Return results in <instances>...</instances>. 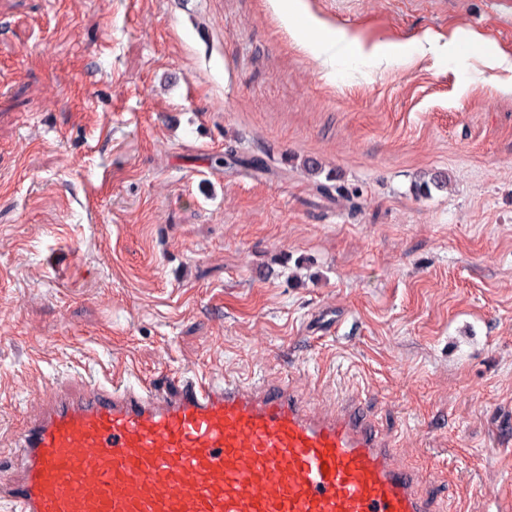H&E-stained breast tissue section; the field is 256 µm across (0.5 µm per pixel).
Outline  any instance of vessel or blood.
Masks as SVG:
<instances>
[{
  "instance_id": "obj_1",
  "label": "vessel or blood",
  "mask_w": 512,
  "mask_h": 512,
  "mask_svg": "<svg viewBox=\"0 0 512 512\" xmlns=\"http://www.w3.org/2000/svg\"><path fill=\"white\" fill-rule=\"evenodd\" d=\"M11 512H436L359 404L285 383L124 376L56 398L19 436Z\"/></svg>"
}]
</instances>
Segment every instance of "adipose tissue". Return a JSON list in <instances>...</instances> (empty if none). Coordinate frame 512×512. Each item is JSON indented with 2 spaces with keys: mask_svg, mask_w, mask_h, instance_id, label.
Instances as JSON below:
<instances>
[{
  "mask_svg": "<svg viewBox=\"0 0 512 512\" xmlns=\"http://www.w3.org/2000/svg\"><path fill=\"white\" fill-rule=\"evenodd\" d=\"M269 4L300 48L326 68L340 63L355 71L381 63L399 65L419 51L410 43L363 45L356 36L335 30L308 12L304 0H269Z\"/></svg>",
  "mask_w": 512,
  "mask_h": 512,
  "instance_id": "adipose-tissue-1",
  "label": "adipose tissue"
}]
</instances>
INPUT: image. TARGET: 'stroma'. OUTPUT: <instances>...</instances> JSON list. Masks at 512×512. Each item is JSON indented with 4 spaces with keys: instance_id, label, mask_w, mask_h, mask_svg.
Here are the masks:
<instances>
[{
    "instance_id": "35a3bbf8",
    "label": "stroma",
    "mask_w": 512,
    "mask_h": 512,
    "mask_svg": "<svg viewBox=\"0 0 512 512\" xmlns=\"http://www.w3.org/2000/svg\"><path fill=\"white\" fill-rule=\"evenodd\" d=\"M307 4L424 50L331 80L268 0H0V479L105 370L229 376L357 400L437 512H512V94L445 53L512 56V0ZM461 45L469 46L474 52L483 55L484 62L491 69H499L506 72H512V59L509 56L499 53L497 50L482 45L476 38L467 37L464 41L451 46L452 50L448 51V55L452 56L457 47Z\"/></svg>"
}]
</instances>
